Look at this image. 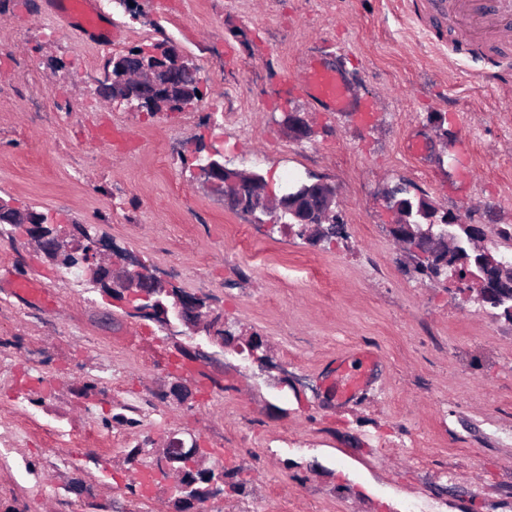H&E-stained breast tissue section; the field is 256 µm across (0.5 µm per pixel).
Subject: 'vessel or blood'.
Wrapping results in <instances>:
<instances>
[{
  "label": "vessel or blood",
  "instance_id": "1",
  "mask_svg": "<svg viewBox=\"0 0 512 512\" xmlns=\"http://www.w3.org/2000/svg\"><path fill=\"white\" fill-rule=\"evenodd\" d=\"M67 0H45L49 13L59 17L75 33L101 46L109 45L113 38L110 22H85L83 15L66 10ZM424 9L435 24H442L449 11L463 10L467 27L472 35H489L501 42L512 41V27L506 22L512 15V0H424ZM300 78L296 83L298 91L307 97L318 111L345 117L371 118L377 110L376 102L363 100L351 90V79L341 68L328 65L322 56L310 52L298 61ZM359 367L353 368L346 362L336 364V380L331 386L337 399L347 401L366 386L367 377L374 362L371 352L359 354Z\"/></svg>",
  "mask_w": 512,
  "mask_h": 512
}]
</instances>
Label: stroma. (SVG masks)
<instances>
[{
  "instance_id": "obj_1",
  "label": "stroma",
  "mask_w": 512,
  "mask_h": 512,
  "mask_svg": "<svg viewBox=\"0 0 512 512\" xmlns=\"http://www.w3.org/2000/svg\"><path fill=\"white\" fill-rule=\"evenodd\" d=\"M408 3L97 0L121 32L107 49L43 0H0V198L66 233L89 226L262 337L270 359L161 327L0 226V421L21 428L0 454L13 479L0 512H175L170 480L132 488L126 461L174 433L246 484L206 512H512V322L420 274L389 232L387 200L397 186L426 195L512 254L500 235L512 226V88L470 75L484 59L512 69V46L470 42L453 17L438 40ZM162 42L197 65L200 98L148 113L99 95L110 55ZM465 43L472 59L455 60ZM314 49L377 102L370 120L298 94L297 60ZM287 111L306 116L310 139L288 137ZM202 143L272 184L331 183L344 236L313 246L228 208L198 175ZM10 272L34 276L37 293H14ZM363 350L376 357L370 383L338 403L336 362ZM127 404L140 424L104 428ZM74 431L85 441L69 442Z\"/></svg>"
}]
</instances>
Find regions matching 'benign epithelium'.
I'll list each match as a JSON object with an SVG mask.
<instances>
[{
	"instance_id": "benign-epithelium-1",
	"label": "benign epithelium",
	"mask_w": 512,
	"mask_h": 512,
	"mask_svg": "<svg viewBox=\"0 0 512 512\" xmlns=\"http://www.w3.org/2000/svg\"><path fill=\"white\" fill-rule=\"evenodd\" d=\"M99 85L107 92L106 100L116 106H125L130 112H179L197 99L199 90L198 68L185 58L178 48L171 44L158 49L151 47L138 52H128L109 59ZM282 125L288 135L296 140L310 137L308 120L297 112H286ZM197 169L204 180L216 191L224 195L227 205L256 217L262 211L269 217L268 223L275 224L283 215L292 218L293 223L303 228L315 224L319 218L329 213L335 214L333 207L339 206L336 188L331 184L317 180L301 182L276 197V208H269L271 196L268 185L260 178L242 182L241 171L225 167L223 153L211 149L207 155L197 157ZM397 220L390 225V233L398 242H412L411 249L425 261L429 278L445 287L467 286L471 280H479L481 301L494 309H506L512 313V262L505 257L484 248L474 258L480 273L470 271L469 257L462 252L452 253L444 247L446 243H457L455 227L462 224L461 217L441 210L427 199L420 197L399 198L396 193L389 194ZM417 212L428 216V221L439 227L438 233L424 237L413 236L411 225L404 221L408 214ZM0 213L9 217V223L21 226L31 243L35 244L49 258L63 262L68 257L79 261V269L98 285L105 293L123 292L127 305L137 312L148 315L167 325L169 312L173 311L181 321L197 311L203 298L186 295L176 308L168 307L152 300V294L143 289L137 294L122 291L125 280L130 276H140L155 286L160 285L156 277L149 275L146 266L129 258H123L122 270L113 273L112 264L102 261V241L90 234L88 227L80 226L77 233L64 239L47 233V224L42 215L28 210L20 211L10 203L0 200ZM453 265L463 271V276L446 278L445 268ZM161 461L162 471L174 469L173 462L180 458L192 459L191 466L196 467L205 461V456L197 442L185 448V442L178 439L167 441L164 447L155 449Z\"/></svg>"
}]
</instances>
